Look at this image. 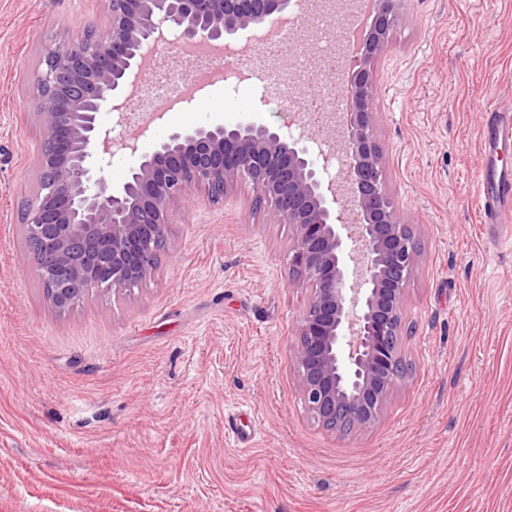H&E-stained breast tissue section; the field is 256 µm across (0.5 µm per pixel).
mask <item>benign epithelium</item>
Listing matches in <instances>:
<instances>
[{"label":"benign epithelium","mask_w":512,"mask_h":512,"mask_svg":"<svg viewBox=\"0 0 512 512\" xmlns=\"http://www.w3.org/2000/svg\"><path fill=\"white\" fill-rule=\"evenodd\" d=\"M287 0H111L106 29L85 22L80 36L58 43L40 77V190L23 213L22 230L38 251L35 269L50 304L67 311L93 289L129 291L157 270L166 251L173 206L196 188L219 202L240 183L270 204L277 224L293 228L288 264L310 288L297 320L296 385L310 417L324 430H371L408 367L399 340L407 286L420 270L417 240L386 187L377 141L372 65L389 48L397 0H377L369 40L351 55L342 111L331 121L335 178L317 165L310 127L286 139L265 125L200 126L160 139L135 155L122 188L99 175L115 155L104 111L125 120L131 76L144 49L169 30L187 43L227 42L253 23L270 22Z\"/></svg>","instance_id":"obj_1"}]
</instances>
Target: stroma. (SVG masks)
I'll return each instance as SVG.
<instances>
[{"instance_id":"stroma-1","label":"stroma","mask_w":512,"mask_h":512,"mask_svg":"<svg viewBox=\"0 0 512 512\" xmlns=\"http://www.w3.org/2000/svg\"><path fill=\"white\" fill-rule=\"evenodd\" d=\"M375 61L371 104L388 191L419 244L402 342L411 374L368 432L323 430L295 384L293 230L239 185L175 207L155 274L91 290L66 313L46 300L22 237L39 192V78L59 42L109 0H0V512H512V247L486 239L475 199L485 107L512 102V0H400ZM295 46L252 73L203 81L139 149L208 123L286 131ZM253 410L236 446L224 415Z\"/></svg>"}]
</instances>
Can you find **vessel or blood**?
<instances>
[{
    "label": "vessel or blood",
    "instance_id": "obj_1",
    "mask_svg": "<svg viewBox=\"0 0 512 512\" xmlns=\"http://www.w3.org/2000/svg\"><path fill=\"white\" fill-rule=\"evenodd\" d=\"M512 144V113L487 109L482 129L484 164L478 181L481 222L490 239L512 240V175L499 166V152Z\"/></svg>",
    "mask_w": 512,
    "mask_h": 512
}]
</instances>
